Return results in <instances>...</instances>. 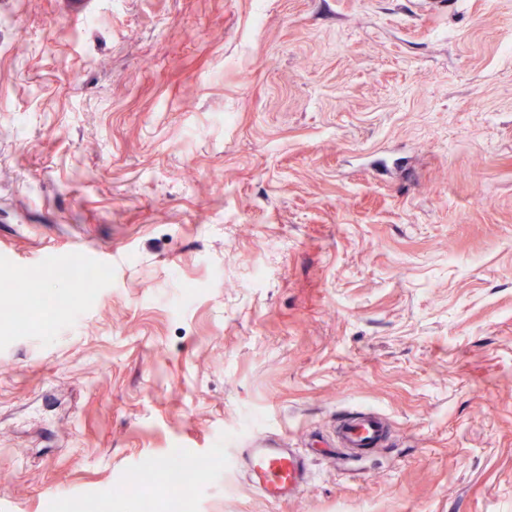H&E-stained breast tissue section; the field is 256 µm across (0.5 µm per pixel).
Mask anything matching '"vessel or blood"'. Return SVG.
Segmentation results:
<instances>
[{"label": "vessel or blood", "instance_id": "1", "mask_svg": "<svg viewBox=\"0 0 512 512\" xmlns=\"http://www.w3.org/2000/svg\"><path fill=\"white\" fill-rule=\"evenodd\" d=\"M388 433L386 417L376 410L363 408L337 416L334 442L347 459L361 463L385 448ZM231 455L246 470L256 491L273 502L297 497L310 479L300 450L267 435L251 437L232 449Z\"/></svg>", "mask_w": 512, "mask_h": 512}]
</instances>
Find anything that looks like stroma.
I'll list each match as a JSON object with an SVG mask.
<instances>
[{"mask_svg":"<svg viewBox=\"0 0 512 512\" xmlns=\"http://www.w3.org/2000/svg\"><path fill=\"white\" fill-rule=\"evenodd\" d=\"M511 39L512 0H0V512H142L259 431L299 497L227 464L188 512H512ZM390 432L386 417L373 409L345 411L336 417L333 447L347 459L361 463L387 447ZM232 448L230 454L246 470L256 491L273 502L295 498L308 484L306 459L298 448L258 434Z\"/></svg>","mask_w":512,"mask_h":512,"instance_id":"stroma-1","label":"stroma"}]
</instances>
